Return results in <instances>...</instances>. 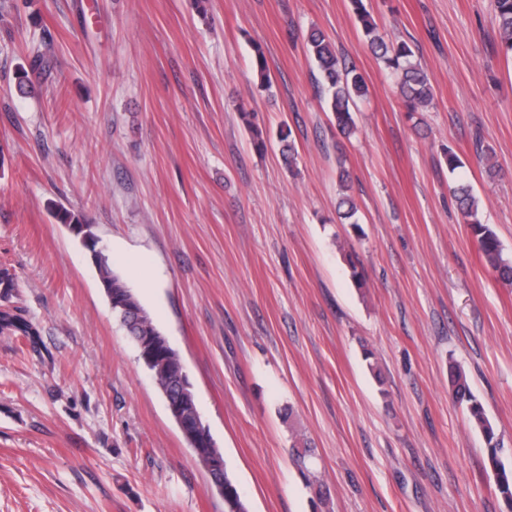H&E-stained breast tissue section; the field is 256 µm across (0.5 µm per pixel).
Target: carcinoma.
<instances>
[{
  "label": "carcinoma",
  "instance_id": "1",
  "mask_svg": "<svg viewBox=\"0 0 512 512\" xmlns=\"http://www.w3.org/2000/svg\"><path fill=\"white\" fill-rule=\"evenodd\" d=\"M350 3L368 49L396 78L399 94L407 111L413 113L430 106L434 99L432 78L420 63L414 60L413 48L403 40L394 41L380 34L364 0H350ZM494 22L497 26L501 53L512 56V0H494ZM303 39L310 55L317 63L320 83L327 95L329 111L334 114L336 129L348 138L355 129L352 107L357 101L367 97V82L364 76L357 72L355 66L338 57L333 43L323 31L312 27L303 35ZM253 51L254 70L257 72L261 86L268 90L271 88V78L265 54L257 45L253 46ZM49 66L50 61L43 53L34 52L29 67L22 66L16 71L15 80L18 90L24 92L29 87V73L44 70ZM240 116L251 134L256 149L264 150L266 139L263 131L254 122V114L242 112ZM290 136L291 130H280V154L283 164L289 169L295 164L297 156V150ZM451 191L461 211L463 223L470 229L484 261L497 273L501 282L512 286V258L504 257L498 236L490 225L482 220L478 202L470 186L459 184L451 188ZM338 209L342 219L355 227L358 226L356 219L358 208L350 195L344 194L340 197ZM55 218L60 224L78 227L87 241L95 240L87 221L74 210L59 206L55 210ZM98 273L112 312L125 328L127 336H153L160 342H165L166 337L153 324L134 292L113 270L109 259H104L98 266ZM16 288L13 274L8 269L1 268L0 299L3 300L4 307L0 309V333L24 336L34 343L38 336L37 329L30 321L18 314V307L11 305V299L16 297ZM181 366L183 362L178 352L170 346L165 347L164 355L156 360L154 365V379L160 391L167 392L174 387L176 369ZM449 377L455 403L466 410L470 423L484 436L486 467L496 472L495 490L504 505L502 512H512V468L506 466L501 458L502 435L497 433L487 418L482 404L471 390L466 374L452 364L449 366ZM184 439L199 463L205 467L208 466L210 459L223 458V453L214 441L207 446H202L198 440L187 435ZM291 458L306 487L313 493L311 499L313 508L317 512L328 508L329 491L320 480L314 449L302 433L293 434ZM224 512H249L238 486L227 473L224 474Z\"/></svg>",
  "mask_w": 512,
  "mask_h": 512
}]
</instances>
